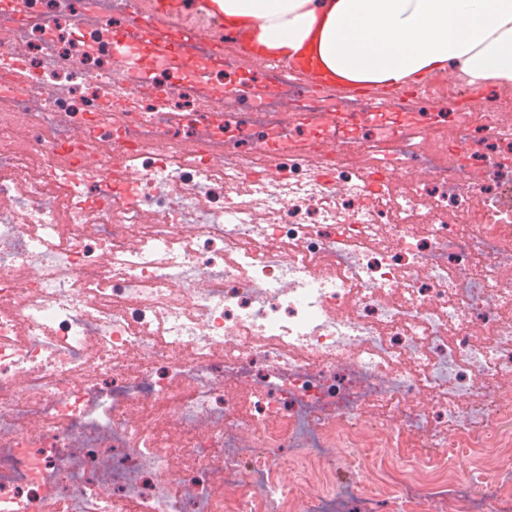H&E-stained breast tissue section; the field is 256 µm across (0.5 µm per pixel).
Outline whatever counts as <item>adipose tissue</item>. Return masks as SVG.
Segmentation results:
<instances>
[{
    "instance_id": "ef3b65f1",
    "label": "adipose tissue",
    "mask_w": 512,
    "mask_h": 512,
    "mask_svg": "<svg viewBox=\"0 0 512 512\" xmlns=\"http://www.w3.org/2000/svg\"><path fill=\"white\" fill-rule=\"evenodd\" d=\"M251 49L316 80L385 91L446 74L512 85V0H205Z\"/></svg>"
}]
</instances>
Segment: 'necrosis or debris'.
I'll use <instances>...</instances> for the list:
<instances>
[{
    "label": "necrosis or debris",
    "mask_w": 512,
    "mask_h": 512,
    "mask_svg": "<svg viewBox=\"0 0 512 512\" xmlns=\"http://www.w3.org/2000/svg\"><path fill=\"white\" fill-rule=\"evenodd\" d=\"M147 8L0 0V71L31 86L0 92V503L338 512L323 461L346 446L399 468L368 512H430L421 490L445 482L467 512H512L511 460L492 482L449 478L434 433L435 454L393 455L426 427L418 395L478 462L484 420L512 406V209L486 188L512 154V99L447 121L409 98L303 91L270 63L273 89L245 106L201 41L120 69V27ZM323 140L373 149L411 190L363 203L358 166L326 180L305 165ZM188 144L205 164L175 162ZM110 146L139 161L133 200L88 170ZM282 153L248 201L213 195ZM366 414L377 436L355 428Z\"/></svg>",
    "instance_id": "necrosis-or-debris-1"
}]
</instances>
